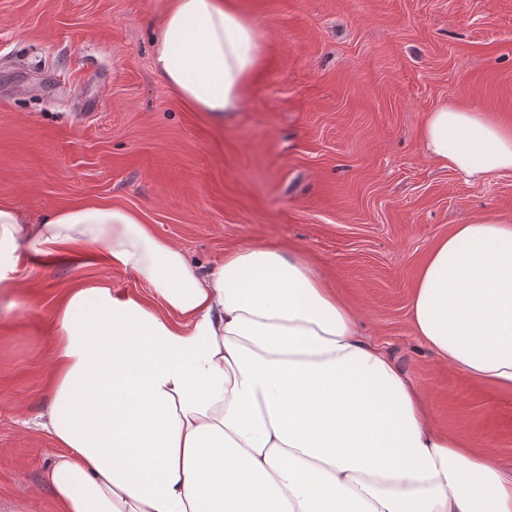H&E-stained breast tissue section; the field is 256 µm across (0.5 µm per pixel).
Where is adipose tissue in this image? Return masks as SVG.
I'll list each match as a JSON object with an SVG mask.
<instances>
[{
    "label": "adipose tissue",
    "instance_id": "adipose-tissue-1",
    "mask_svg": "<svg viewBox=\"0 0 512 512\" xmlns=\"http://www.w3.org/2000/svg\"><path fill=\"white\" fill-rule=\"evenodd\" d=\"M263 33L234 0H170L153 65L199 111L233 122ZM429 155L469 179L512 171V124L459 103L429 112ZM84 244L150 288L99 280L54 312L45 475L57 512H512V473L437 428L425 395L358 334L299 253L245 246L206 271L133 211L73 206L39 224L0 205V297L17 240ZM436 358L512 391V218L454 225L410 302Z\"/></svg>",
    "mask_w": 512,
    "mask_h": 512
}]
</instances>
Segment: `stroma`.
I'll return each instance as SVG.
<instances>
[{
    "instance_id": "1",
    "label": "stroma",
    "mask_w": 512,
    "mask_h": 512,
    "mask_svg": "<svg viewBox=\"0 0 512 512\" xmlns=\"http://www.w3.org/2000/svg\"><path fill=\"white\" fill-rule=\"evenodd\" d=\"M166 3L0 0V204L33 224L83 203L130 209L203 268L244 245L301 251L429 394L435 424L512 472V392L437 360L409 319L436 241L512 215V172L465 180L419 137L445 102L512 121V0H237L263 63L226 126L153 67ZM17 253L25 286L0 307V512H56L43 478L60 450L39 426L54 307L103 277L150 291L81 247Z\"/></svg>"
}]
</instances>
